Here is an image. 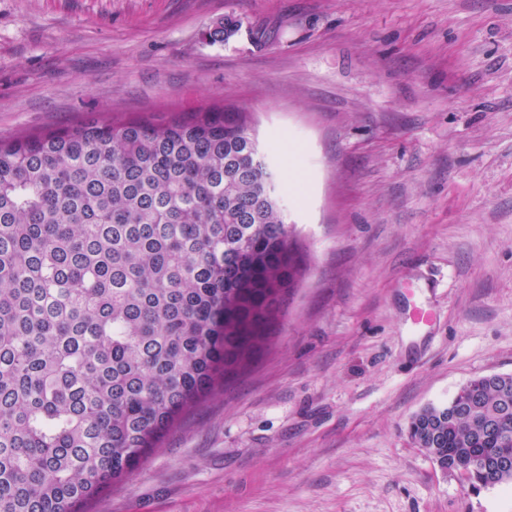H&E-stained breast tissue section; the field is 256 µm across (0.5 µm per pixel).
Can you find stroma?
<instances>
[{"instance_id": "stroma-1", "label": "stroma", "mask_w": 512, "mask_h": 512, "mask_svg": "<svg viewBox=\"0 0 512 512\" xmlns=\"http://www.w3.org/2000/svg\"><path fill=\"white\" fill-rule=\"evenodd\" d=\"M225 104L282 180L299 286L87 512H512L408 433L512 374V0H0L2 139Z\"/></svg>"}]
</instances>
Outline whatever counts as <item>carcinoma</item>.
Wrapping results in <instances>:
<instances>
[{
    "mask_svg": "<svg viewBox=\"0 0 512 512\" xmlns=\"http://www.w3.org/2000/svg\"><path fill=\"white\" fill-rule=\"evenodd\" d=\"M270 181L236 107L0 139V512H84L268 343L303 263ZM409 432L512 484L479 466L512 457V375Z\"/></svg>",
    "mask_w": 512,
    "mask_h": 512,
    "instance_id": "cac0c4a2",
    "label": "carcinoma"
}]
</instances>
